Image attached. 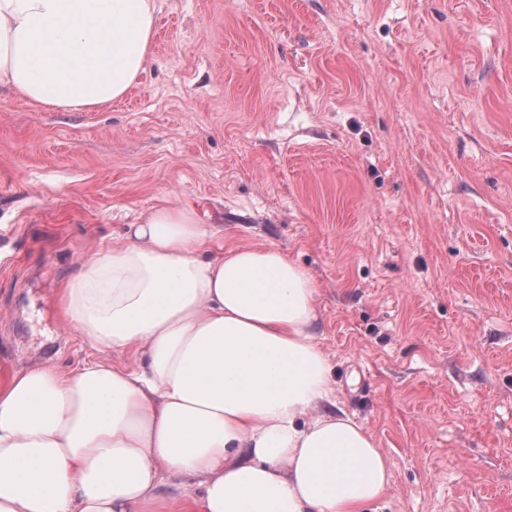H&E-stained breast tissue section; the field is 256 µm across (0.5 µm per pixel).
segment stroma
<instances>
[{"instance_id":"1","label":"stroma","mask_w":512,"mask_h":512,"mask_svg":"<svg viewBox=\"0 0 512 512\" xmlns=\"http://www.w3.org/2000/svg\"><path fill=\"white\" fill-rule=\"evenodd\" d=\"M121 101L0 89V376L105 355L64 282L159 206L319 285L380 512H512V0H157ZM134 363L135 350L106 355Z\"/></svg>"}]
</instances>
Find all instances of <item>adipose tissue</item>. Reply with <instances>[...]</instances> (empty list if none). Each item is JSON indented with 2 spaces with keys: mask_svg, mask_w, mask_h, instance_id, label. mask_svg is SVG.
Wrapping results in <instances>:
<instances>
[{
  "mask_svg": "<svg viewBox=\"0 0 512 512\" xmlns=\"http://www.w3.org/2000/svg\"><path fill=\"white\" fill-rule=\"evenodd\" d=\"M156 0H0V87L47 109L124 98ZM159 207L88 253L58 295L104 353L0 380V512H371L387 454L338 403L318 285L275 247Z\"/></svg>",
  "mask_w": 512,
  "mask_h": 512,
  "instance_id": "1",
  "label": "adipose tissue"
}]
</instances>
